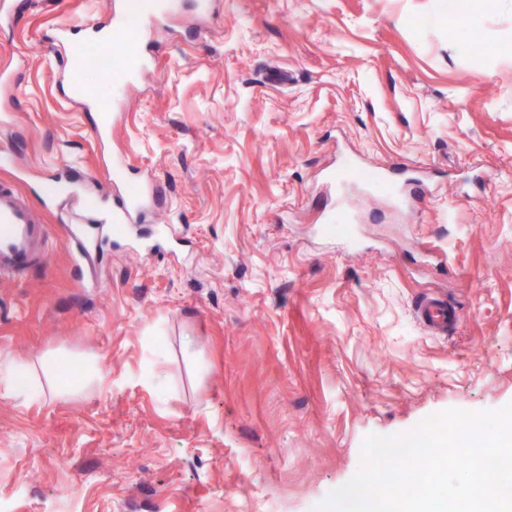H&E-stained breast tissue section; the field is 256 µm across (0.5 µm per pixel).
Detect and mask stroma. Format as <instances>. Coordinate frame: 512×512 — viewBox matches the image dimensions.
I'll return each instance as SVG.
<instances>
[{"instance_id": "35a3bbf8", "label": "stroma", "mask_w": 512, "mask_h": 512, "mask_svg": "<svg viewBox=\"0 0 512 512\" xmlns=\"http://www.w3.org/2000/svg\"><path fill=\"white\" fill-rule=\"evenodd\" d=\"M0 28V170L47 226L49 267L0 277V361L40 371L32 401L0 388V512H313L361 465L371 434L450 408L512 402V0L449 16L444 0H214L151 35L154 68L112 110L68 94L63 28L125 0H17ZM483 33L472 53L467 33ZM157 178L150 223L72 273L58 227L83 194L44 210L34 186L112 159ZM413 179L392 208L342 158ZM347 238L316 234L343 194ZM457 312L434 335L425 296ZM196 340L184 351L181 340Z\"/></svg>"}]
</instances>
